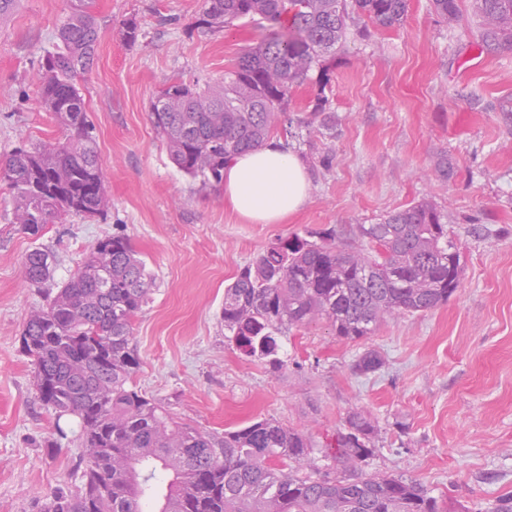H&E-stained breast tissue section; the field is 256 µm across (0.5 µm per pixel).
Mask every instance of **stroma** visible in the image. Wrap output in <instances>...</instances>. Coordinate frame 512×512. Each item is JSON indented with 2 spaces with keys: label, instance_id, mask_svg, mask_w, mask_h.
<instances>
[{
  "label": "stroma",
  "instance_id": "obj_1",
  "mask_svg": "<svg viewBox=\"0 0 512 512\" xmlns=\"http://www.w3.org/2000/svg\"><path fill=\"white\" fill-rule=\"evenodd\" d=\"M72 5L18 0L0 23L2 160L61 135L38 104L37 71ZM82 6L99 25L95 65L79 84L110 204L101 216L70 215L32 238L13 224L12 195L0 182V512H41L51 490L81 476L77 424L40 405L20 349L23 322L46 302L45 288L25 284L22 261L35 248L52 250L60 283L112 234L129 238L156 283L134 325V382L177 420L220 435L270 418L303 430L320 459L356 410L378 429L368 471L416 479L451 512H485L512 493V51L481 52L472 0H459L453 30L430 0H410L403 28L350 30L331 68L333 134L309 136L319 123L315 85L293 92L292 135L273 138L307 166L311 188L283 224L239 219L216 188L170 162L149 117L173 77L221 78L258 43V25L202 35L192 28L202 0ZM130 18L141 27L132 45L122 37ZM443 158L455 170L447 181L435 172ZM423 198L447 213L463 257L447 303L387 320L363 347L323 323L292 330L277 372L225 339L224 289L276 237L372 224ZM367 347L384 364L356 373Z\"/></svg>",
  "mask_w": 512,
  "mask_h": 512
}]
</instances>
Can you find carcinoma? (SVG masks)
<instances>
[{"mask_svg": "<svg viewBox=\"0 0 512 512\" xmlns=\"http://www.w3.org/2000/svg\"><path fill=\"white\" fill-rule=\"evenodd\" d=\"M352 4L382 30L401 27L409 8V0ZM431 9L450 29L461 22L458 0H431ZM473 9L481 50H512V0H473ZM241 20L260 24L259 42L224 71L219 86L174 78L150 106L171 162L205 186L220 185L225 163L292 124L291 93L315 70L312 111L323 116L322 128H333L325 112L329 60L353 22L347 0H204L194 29L216 34ZM56 39L38 71V99L61 137L19 148L0 163V181L13 193V223L33 237L66 215L92 218L109 205L79 87L80 74L94 64L97 21L78 5ZM55 264L51 251L33 249L23 261L25 281H52ZM460 275L446 215L423 198L342 235L275 238L226 287L224 336L277 371L293 329L322 321L340 339L367 340L390 318L447 302ZM154 288L128 239L107 236L22 326L20 346L31 359L39 403L59 419L79 420L81 483L50 492L43 512H144L148 498L158 501L155 512H447L412 478L363 472L376 426L359 412L337 433L334 467L324 472L310 438L276 420L257 419L222 436L175 420L133 384L140 366L134 323ZM382 365L379 353L366 349L354 369L368 374ZM274 459L288 460V470L272 468Z\"/></svg>", "mask_w": 512, "mask_h": 512, "instance_id": "1", "label": "carcinoma"}]
</instances>
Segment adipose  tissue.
I'll list each match as a JSON object with an SVG mask.
<instances>
[{"mask_svg":"<svg viewBox=\"0 0 512 512\" xmlns=\"http://www.w3.org/2000/svg\"><path fill=\"white\" fill-rule=\"evenodd\" d=\"M308 172L301 160L278 142H268L224 167V202L250 224H279L309 196Z\"/></svg>","mask_w":512,"mask_h":512,"instance_id":"adipose-tissue-1","label":"adipose tissue"}]
</instances>
